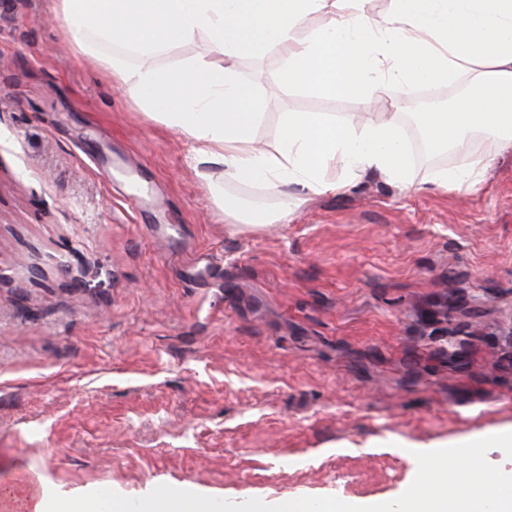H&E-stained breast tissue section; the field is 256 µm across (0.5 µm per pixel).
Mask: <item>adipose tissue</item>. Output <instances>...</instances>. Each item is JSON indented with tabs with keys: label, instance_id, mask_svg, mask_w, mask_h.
<instances>
[{
	"label": "adipose tissue",
	"instance_id": "obj_1",
	"mask_svg": "<svg viewBox=\"0 0 512 512\" xmlns=\"http://www.w3.org/2000/svg\"><path fill=\"white\" fill-rule=\"evenodd\" d=\"M387 18L363 0H57L76 50L100 57L113 82L152 119L194 145L200 165H220L228 182L281 196L344 191L362 172L412 184L413 159L397 115L336 122L318 112H288L274 143L259 147L257 103L239 81L235 59L274 44L285 55L281 81L329 96L390 98L404 107L418 88L465 76L469 92L447 110L423 113L435 148L466 154L481 133L512 148V0H392ZM313 13L327 21L302 29ZM205 38L218 63L162 70L161 50ZM343 179H336V172ZM230 223L263 229L286 222L287 209L224 201Z\"/></svg>",
	"mask_w": 512,
	"mask_h": 512
}]
</instances>
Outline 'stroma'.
<instances>
[{"instance_id":"35a3bbf8","label":"stroma","mask_w":512,"mask_h":512,"mask_svg":"<svg viewBox=\"0 0 512 512\" xmlns=\"http://www.w3.org/2000/svg\"><path fill=\"white\" fill-rule=\"evenodd\" d=\"M54 5H0V480L379 504L410 486L415 452L512 429V151L483 141L478 190L434 187L470 158L418 150L407 107L413 188L368 173L252 233L212 186L282 197L194 165L74 52ZM283 64L275 47L235 61L261 143L287 112L391 109L268 94Z\"/></svg>"}]
</instances>
